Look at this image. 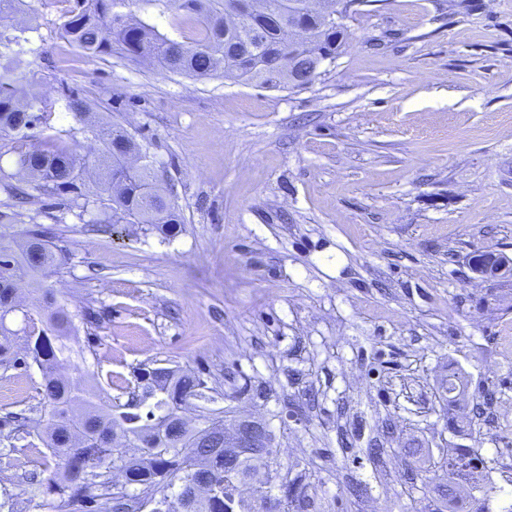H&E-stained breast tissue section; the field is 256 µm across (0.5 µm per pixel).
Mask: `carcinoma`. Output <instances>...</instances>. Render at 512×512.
I'll return each mask as SVG.
<instances>
[{"label":"carcinoma","mask_w":512,"mask_h":512,"mask_svg":"<svg viewBox=\"0 0 512 512\" xmlns=\"http://www.w3.org/2000/svg\"><path fill=\"white\" fill-rule=\"evenodd\" d=\"M130 0H74L61 15V33L81 54L90 58L117 52L131 61L150 62L159 71L196 79L222 75L244 84L290 88L301 74L303 58L328 56L336 59L346 44L343 24L329 15L309 20L310 40L303 50L284 38L288 16L302 0H259L258 7L240 19L225 23V16L239 9V0H153L161 13L172 12L195 20L200 29L190 41L160 34L157 29L125 11ZM25 0H0V19L25 12ZM38 27L21 24L0 29V138L9 142L15 156V171L0 169V223L13 224L19 213L14 199L24 194L19 182L30 185L37 196L63 199V209L82 221L96 214L98 224H150L165 235L177 233L181 217L167 198L153 166L144 162L127 170L121 154L139 144L122 126L106 122L89 128L100 145L93 160L81 158L62 134L48 135L35 145L27 131L38 125L50 127L57 108L78 122L86 114L85 101L69 90L55 100L29 99L14 79L21 55L30 51ZM61 264L53 236L40 224L27 228L13 245L0 244V365L6 368L34 365L41 381L37 387L48 418L24 419L12 429L14 435H36L48 449L56 466L36 482L35 490L56 498L57 512H116L132 508L139 496L126 491L140 486L155 496L153 512H237L245 504L236 499V488L249 474L250 459L243 458L224 470V449L201 448L199 441L210 424L185 427L176 422L161 427L158 420L179 415L184 404L214 400L217 389L194 369L164 366L140 369L141 395L126 403L114 399L95 403L81 382L64 373L70 364L67 345L69 314L53 295L45 293L24 305L18 285L28 279L56 272ZM37 320L18 337L6 319L15 311ZM22 343H17V339ZM469 380L460 373L448 376V401L453 393L468 392ZM496 400V391L479 388L472 395L470 413L481 417ZM484 460L474 448L437 449L428 458L427 471L442 474L439 504L434 512H456L453 485L458 478L480 479ZM123 475L117 485L112 473ZM299 495L289 512H307L312 496L298 480Z\"/></svg>","instance_id":"obj_1"}]
</instances>
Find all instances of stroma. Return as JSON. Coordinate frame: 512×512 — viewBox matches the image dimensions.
Returning a JSON list of instances; mask_svg holds the SVG:
<instances>
[{"label":"stroma","instance_id":"stroma-1","mask_svg":"<svg viewBox=\"0 0 512 512\" xmlns=\"http://www.w3.org/2000/svg\"><path fill=\"white\" fill-rule=\"evenodd\" d=\"M32 4L40 37L19 82L38 98L70 87L125 126L182 218L168 237L31 198L0 224L6 244L33 222L54 229L62 262L36 286L72 316L85 388L125 402L138 368L201 371L225 425L272 432L275 457L239 488L255 506L290 476L309 484L308 512H411L438 496L427 455L476 445L489 472L475 498L512 512V421L449 420L442 388L463 372L512 398V278L470 267L512 257V0H362L342 53L294 89L89 59L63 42L59 0ZM39 381L0 368V417H43ZM54 466L0 428L10 512H54L29 487ZM479 256L472 259L478 260ZM477 275L484 279H493L512 276V258L495 252L483 253V256L474 264Z\"/></svg>","mask_w":512,"mask_h":512}]
</instances>
